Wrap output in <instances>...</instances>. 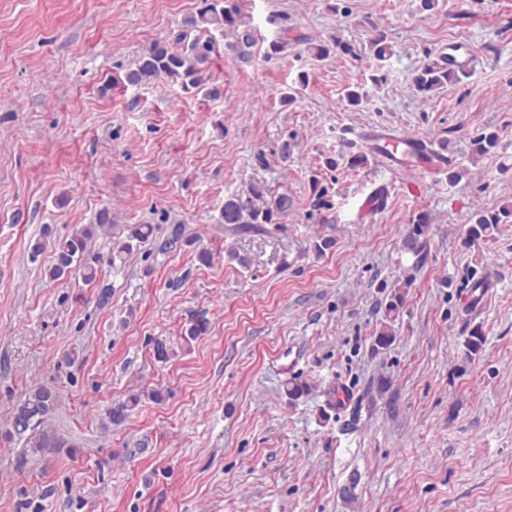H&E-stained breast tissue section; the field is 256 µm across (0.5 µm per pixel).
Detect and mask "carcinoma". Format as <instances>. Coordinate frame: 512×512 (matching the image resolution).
<instances>
[{
  "label": "carcinoma",
  "mask_w": 512,
  "mask_h": 512,
  "mask_svg": "<svg viewBox=\"0 0 512 512\" xmlns=\"http://www.w3.org/2000/svg\"><path fill=\"white\" fill-rule=\"evenodd\" d=\"M217 31L229 35L232 41L227 44L235 55L248 61L252 57L255 37L249 22L241 16L240 9L228 0H205V7L196 15L184 21V28L175 40L180 49L174 50L166 41L152 44L138 58L135 69L126 74V81L131 84H148L158 78H167L178 83L185 90L195 89L201 85L203 73L212 61L215 44L211 33ZM350 51V47L340 42L325 41L309 47L311 54L323 60L336 50ZM370 51L378 61H385L392 55V46L384 32L375 33L370 39ZM453 80L448 67L434 61L414 71L411 82L418 94L427 98ZM293 200L286 194L270 195L265 187L252 185L242 193L235 194L224 201L223 219L226 224H277L281 217L288 214ZM512 222V206L481 215L471 228L472 238L488 239L499 224ZM90 232L84 230L69 237L57 240L43 238L31 245V252L38 255L50 247L54 254V263L48 269L52 279H58L77 270L83 279L93 282L97 278V269L87 258V242ZM404 302L400 291L390 295L385 305L386 319L375 337V346L386 348L393 342L394 336L390 322L394 321ZM139 401L132 395L128 400L112 404L107 409L109 421L118 425L126 418ZM54 408L53 393L47 388H37L16 406L13 414V427L17 434H28L27 448L33 454L49 448H62L67 442L48 429L40 428Z\"/></svg>",
  "instance_id": "carcinoma-1"
}]
</instances>
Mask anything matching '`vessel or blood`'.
Instances as JSON below:
<instances>
[{"mask_svg": "<svg viewBox=\"0 0 512 512\" xmlns=\"http://www.w3.org/2000/svg\"><path fill=\"white\" fill-rule=\"evenodd\" d=\"M448 67L455 71L471 70L475 56L469 45L452 43L448 46ZM362 136L372 146L380 166L387 170L421 168L435 170L450 166L452 160L435 151L429 142L415 137L396 136L383 130H366ZM388 198L386 186L379 185L367 193L358 203L360 218L375 215Z\"/></svg>", "mask_w": 512, "mask_h": 512, "instance_id": "obj_1", "label": "vessel or blood"}]
</instances>
